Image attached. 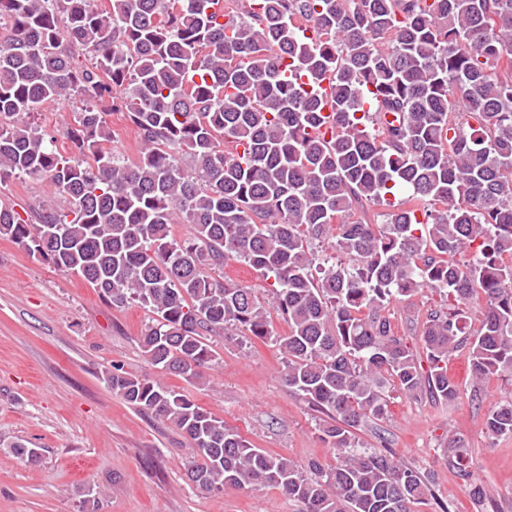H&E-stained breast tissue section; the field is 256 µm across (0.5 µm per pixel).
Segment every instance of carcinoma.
I'll use <instances>...</instances> for the list:
<instances>
[{
    "mask_svg": "<svg viewBox=\"0 0 512 512\" xmlns=\"http://www.w3.org/2000/svg\"><path fill=\"white\" fill-rule=\"evenodd\" d=\"M216 2L0 0V187L44 180L70 203L31 219L2 205L0 237L114 307L152 313L143 356L188 383L214 361L205 334L264 339L273 312L287 324L282 379L322 414L326 469L253 447L158 380L103 372L192 441L201 490L273 487L300 512H413L426 477L381 434L377 449L357 437L384 419L386 384L454 403L448 353L478 298L473 377L512 373V0ZM303 76L328 81L329 114ZM365 89L377 109L359 118ZM74 97L67 157L30 116ZM114 112L140 142L132 164L108 147ZM388 195L385 223L351 219ZM231 259L273 278L269 304L224 279ZM423 288L446 298L421 330L426 370L385 315ZM486 428L512 435V402ZM447 451L469 475L451 430Z\"/></svg>",
    "mask_w": 512,
    "mask_h": 512,
    "instance_id": "carcinoma-1",
    "label": "carcinoma"
}]
</instances>
